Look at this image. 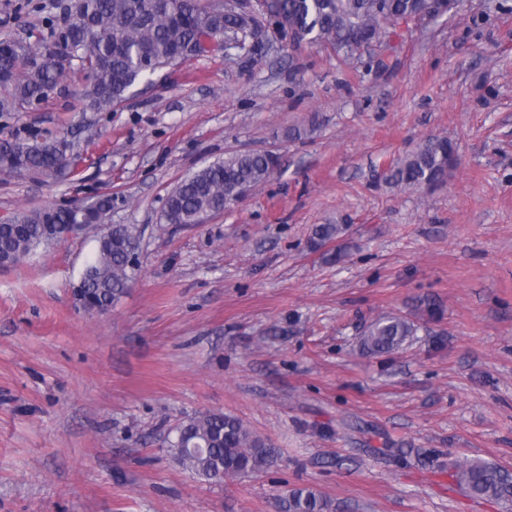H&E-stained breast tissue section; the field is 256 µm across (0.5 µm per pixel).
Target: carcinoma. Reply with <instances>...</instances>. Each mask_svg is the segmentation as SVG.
<instances>
[{
  "mask_svg": "<svg viewBox=\"0 0 512 512\" xmlns=\"http://www.w3.org/2000/svg\"><path fill=\"white\" fill-rule=\"evenodd\" d=\"M429 0H277L276 11L252 18L243 27L234 13L211 8L204 0H70L69 20L49 26L36 41L0 40V112H16L45 101L58 87L64 62H81L80 93L85 112H105L126 100L132 89L152 75L141 61L158 64L187 61L201 53L203 39L221 36L251 53L268 43L269 29L297 43L343 52L344 61H362L373 45H384L389 26L424 15ZM454 149L445 138L429 137L412 152L394 160L387 180L400 192L437 186L448 180ZM80 158L64 137L42 141L19 137L0 139V173L7 176L72 172ZM278 167L268 151L235 152L194 171L168 192L163 219L197 224L240 199L243 187L265 183ZM112 194L89 203L44 206L19 213L0 224V257L12 265L24 263L50 246L55 224L100 226L112 213ZM343 224L316 225L312 242L321 246L340 239ZM136 230L114 224L100 231L97 250L76 286L83 309L106 312L126 295L139 265L134 259ZM413 321L399 315L376 319L362 332V352L383 356L416 335ZM173 460L183 469L213 483L234 482L267 467L276 449L254 434L238 417L201 412L187 417L166 438ZM453 477L474 497L512 505V470L477 460L453 464ZM283 512H335L332 501L311 486L295 487L283 502Z\"/></svg>",
  "mask_w": 512,
  "mask_h": 512,
  "instance_id": "cac0c4a2",
  "label": "carcinoma"
}]
</instances>
